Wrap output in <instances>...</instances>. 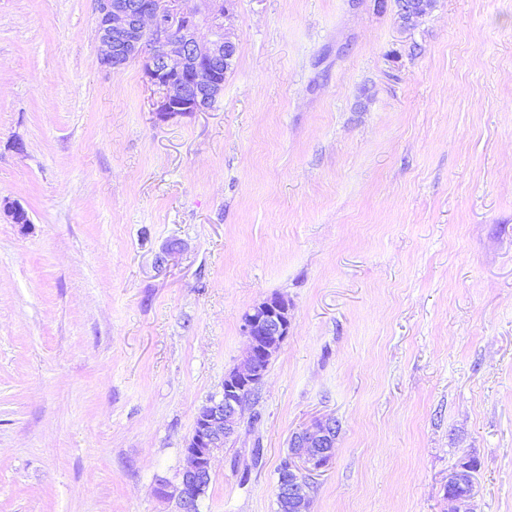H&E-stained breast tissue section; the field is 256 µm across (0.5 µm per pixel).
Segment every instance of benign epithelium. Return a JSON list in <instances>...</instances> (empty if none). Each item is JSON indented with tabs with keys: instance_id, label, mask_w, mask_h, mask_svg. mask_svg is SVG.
Here are the masks:
<instances>
[{
	"instance_id": "1",
	"label": "benign epithelium",
	"mask_w": 512,
	"mask_h": 512,
	"mask_svg": "<svg viewBox=\"0 0 512 512\" xmlns=\"http://www.w3.org/2000/svg\"><path fill=\"white\" fill-rule=\"evenodd\" d=\"M94 0L95 31L102 67L120 72L134 62L142 63L148 83L160 93L155 114L160 121L211 110L224 92V73L232 65L237 37L224 25V0ZM434 0H398L403 25L426 15ZM206 29V40L199 39ZM14 224L31 223L18 203H5ZM288 303L277 296L255 305L243 318L248 340L243 365L224 377L220 397L210 398L197 412L193 431L185 443L186 466L176 483L160 493L175 500L177 512H199V502L211 479L216 452L233 438L245 405L255 395L264 375L290 331ZM336 419L325 417L294 432L289 440L291 459L282 469L277 498L289 512H311L309 475L333 456ZM451 512H474V483L464 464L448 475Z\"/></svg>"
}]
</instances>
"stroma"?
Returning <instances> with one entry per match:
<instances>
[{
	"instance_id": "obj_1",
	"label": "stroma",
	"mask_w": 512,
	"mask_h": 512,
	"mask_svg": "<svg viewBox=\"0 0 512 512\" xmlns=\"http://www.w3.org/2000/svg\"><path fill=\"white\" fill-rule=\"evenodd\" d=\"M224 94L166 122L93 0H0V512H175L199 408L279 296L291 329L200 512H512V0H231ZM262 448L252 464L253 448ZM398 18L403 25H410L414 19L426 15L432 9L434 0H398ZM337 426L336 419L325 417L291 435V459L282 466L276 486V496L286 503L289 512L311 511L309 475L332 458ZM467 461L448 475V488L460 487L462 493L448 492V500L453 504L450 512H474V483Z\"/></svg>"
}]
</instances>
